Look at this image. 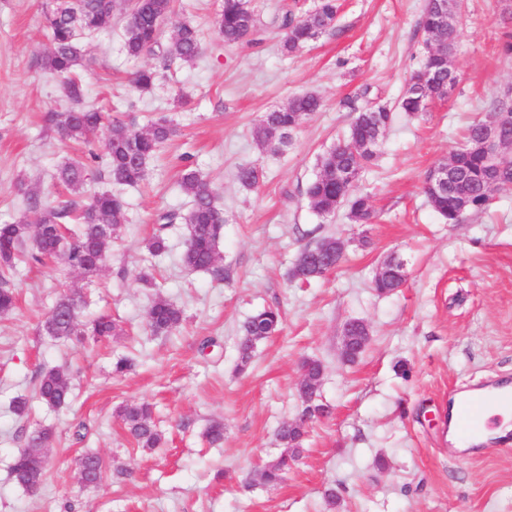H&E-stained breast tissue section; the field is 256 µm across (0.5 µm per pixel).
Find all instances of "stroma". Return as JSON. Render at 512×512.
<instances>
[{
  "mask_svg": "<svg viewBox=\"0 0 512 512\" xmlns=\"http://www.w3.org/2000/svg\"><path fill=\"white\" fill-rule=\"evenodd\" d=\"M317 2L252 0L256 34L228 46L215 28L223 0H175L161 38L170 40L175 23H191L203 39L202 55L165 70L147 95L129 78L158 61L125 53L120 15L81 36L84 105L118 114L135 130L165 117L176 133L140 185L93 177L78 193L84 203L110 190L127 203L97 277L83 278L58 260L18 264L10 277L19 302L0 317V512H512V432L462 447L447 428L449 386L512 385V186L501 188L487 211L452 225L422 189L464 128L484 118L512 84V58L501 52L512 35V5L464 0L454 54L458 86L428 111L397 110L378 160L358 183L379 219L357 224L344 208L329 218L316 213L306 187L319 156L348 131L367 98L395 107L423 61L418 22L425 0H341L332 32L283 54L285 6L302 14ZM49 6L0 0V224L25 214L18 182L52 202L62 190L58 169L79 158L75 143L44 122L46 113L71 106L62 78L41 66ZM304 93L320 97L319 112L293 131L283 153L262 151L254 137L262 115ZM183 154L227 218L220 280L182 264L184 225L170 229L166 253L145 249L156 213L190 207L178 187ZM244 164L261 168L257 188L237 182ZM328 237L344 244L342 266L303 285L291 282L287 272L299 251ZM393 255L405 265V284L377 294L371 281ZM145 271L154 287L141 284ZM69 288L86 298L83 321L108 314L117 322L109 343L78 344L41 330ZM157 298L183 308L180 333L147 331ZM268 305L282 309L283 328L239 369V327ZM352 319L368 324L371 339L347 363L342 327ZM120 357L135 365L116 376L112 364ZM307 359L323 367L315 401L330 412L309 427L285 481L268 488L256 473L281 451L277 428L303 408L297 387ZM49 367L72 378L70 407L55 411L36 398V376ZM18 395L29 400L21 419L9 410ZM141 401L153 404L164 434L149 453L128 439L116 414ZM214 420L224 424L220 446L203 436ZM41 424L53 429L50 469L32 496L14 484L10 464L27 432ZM90 449L106 469L88 487L76 460Z\"/></svg>",
  "mask_w": 512,
  "mask_h": 512,
  "instance_id": "35a3bbf8",
  "label": "stroma"
}]
</instances>
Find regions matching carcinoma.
I'll return each instance as SVG.
<instances>
[{
  "label": "carcinoma",
  "mask_w": 512,
  "mask_h": 512,
  "mask_svg": "<svg viewBox=\"0 0 512 512\" xmlns=\"http://www.w3.org/2000/svg\"><path fill=\"white\" fill-rule=\"evenodd\" d=\"M340 5L337 0H318L309 13L295 17L287 12L282 27L285 37L282 50L293 54L303 49L320 34L336 27ZM116 0H55L46 12L45 21L50 36V48L42 57V66L52 74L65 79L66 94L75 103L67 112H50L45 121L55 131L69 139H87L103 126L108 136L103 153L90 149L82 160L64 165L58 170V180L72 191H78L88 177L95 173L113 184L135 186L146 176L149 161L170 139L173 126L165 118L150 122L143 130H130L124 123L97 108L80 106L83 96L81 83L75 77L80 65L78 40L85 32L94 31L112 23ZM442 5L439 0H426L419 28L427 38L438 41L436 52L425 58L411 80L428 72L436 76V83L419 91H405L399 107L404 112H425L435 100L448 98L456 89L458 80L453 66V55L458 36V25L443 26ZM173 13L172 0H141L123 8V42L126 53L139 57L152 53L162 63L192 64L202 53L198 30L189 24H180L169 43L161 42V26ZM219 35L227 45L247 40L256 30L257 17L250 0H224L216 18ZM160 79L154 67L135 72V87L147 93ZM318 96L305 93L291 98L287 106L273 109L262 116L255 137L266 152H279L289 143L290 134L308 117L319 111ZM393 115L384 106L369 107L358 113L346 137L324 154L318 164L315 178L308 184L306 195L314 211L331 216L343 206L349 208L350 218L358 224H371L377 219L369 196L355 191L362 173L377 157L384 134ZM481 121L472 123L451 159L453 173L448 190L427 195L434 212L446 224H461L471 213L486 210L495 193L512 185V126L505 130V143L500 169L491 175L479 144ZM261 171L251 164L238 167L237 181L246 188L260 183ZM183 194L190 199V208L181 213L174 210L156 215L158 227L145 242L153 256L169 249L165 230L170 224H183L187 240L182 253L183 264L196 271H207L218 277L223 268L218 264L219 241L226 218L215 202L209 183L191 161L183 157L179 180ZM19 191L26 197L30 217L18 222L0 224V316H8L17 305V295L1 272L10 270L19 261L40 264L46 260H60L85 278L99 274L112 246L116 229L125 220L126 202L122 196L103 191L94 194L89 202L78 206L73 199L60 200L53 206L44 205L40 195L25 186ZM78 225V232L69 236L67 225ZM297 260L301 261L303 279L325 276L336 259L328 251L317 254L303 248ZM405 283L400 267L375 273L373 288L380 294L396 291ZM84 298L74 290L57 298L46 314L42 327L50 335L82 342L87 337L108 339L116 334L117 325L109 316H99L86 325L80 320ZM183 311L174 304L158 299L151 306L147 326L154 335H168L180 329ZM283 315L277 307H263L249 316L242 325L238 340L240 366L248 364L257 344L282 330ZM323 368L312 359L302 363V384L318 388ZM36 392L49 407L59 409L72 401V384L68 377L55 368L39 372ZM120 418L137 447L152 451L161 446L163 435L157 429L150 404H124L118 408ZM305 429L284 423L278 429L282 453L258 470L259 483L269 487L280 485L298 460ZM52 439V429L35 427L26 434L25 449L14 459L11 474L14 482L32 495L40 492L48 467L41 466L38 457L46 455L45 448ZM80 475L89 483L97 484L104 472L102 458L93 452L77 460Z\"/></svg>",
  "instance_id": "1"
}]
</instances>
